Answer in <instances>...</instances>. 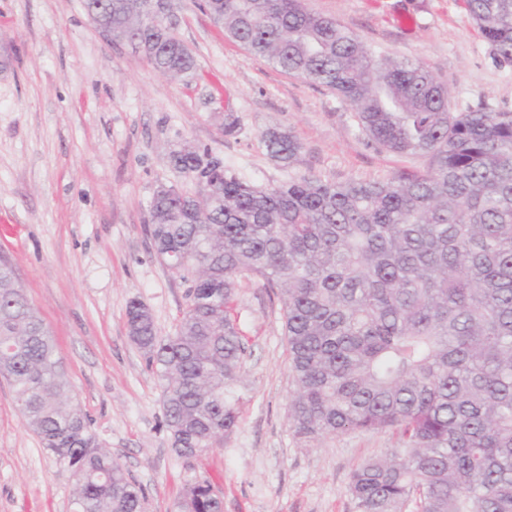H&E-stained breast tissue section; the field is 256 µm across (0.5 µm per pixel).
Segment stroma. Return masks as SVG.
I'll return each instance as SVG.
<instances>
[{
	"mask_svg": "<svg viewBox=\"0 0 512 512\" xmlns=\"http://www.w3.org/2000/svg\"><path fill=\"white\" fill-rule=\"evenodd\" d=\"M378 56L426 66L450 109L486 102L512 112V64L496 59L464 0H305ZM173 32L192 71L169 77L131 45L105 37L84 0H0V254L49 326L92 431L139 483L147 512H175L186 483L209 481L224 512H357L351 471L393 447L391 433L318 442L288 426L293 389L280 298L240 277L236 314L247 354L234 391L238 424L202 455L172 450L161 383L130 340L131 299L173 334L187 286L156 257L147 209L162 185L193 194L171 155L186 145L257 186L294 177L336 182L423 170L362 135L350 104L229 39L201 7L174 0ZM234 123L225 132V123ZM290 131L292 166L271 157L267 131ZM67 471L27 430L0 379V512H73Z\"/></svg>",
	"mask_w": 512,
	"mask_h": 512,
	"instance_id": "35a3bbf8",
	"label": "stroma"
}]
</instances>
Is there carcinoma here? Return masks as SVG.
<instances>
[{
    "instance_id": "1",
    "label": "carcinoma",
    "mask_w": 512,
    "mask_h": 512,
    "mask_svg": "<svg viewBox=\"0 0 512 512\" xmlns=\"http://www.w3.org/2000/svg\"><path fill=\"white\" fill-rule=\"evenodd\" d=\"M112 35L176 77L188 48L149 18V0H90ZM481 35L512 63V0H465ZM224 33L282 71L325 85L383 149L422 157L386 180L301 176L257 188L184 147L175 166L206 187L158 188L148 205L157 257L188 284L171 336L133 298L127 329L155 365L172 448L208 451L237 426L246 352L238 276L279 292L294 390L288 424L318 441L390 432L397 446L357 466V512H512V112H452L448 88L419 63L376 57L304 0H204ZM292 165L291 133L263 135ZM0 377L23 425L70 472L74 512H146V496L91 431L51 333L0 258ZM208 482L177 512H222Z\"/></svg>"
}]
</instances>
